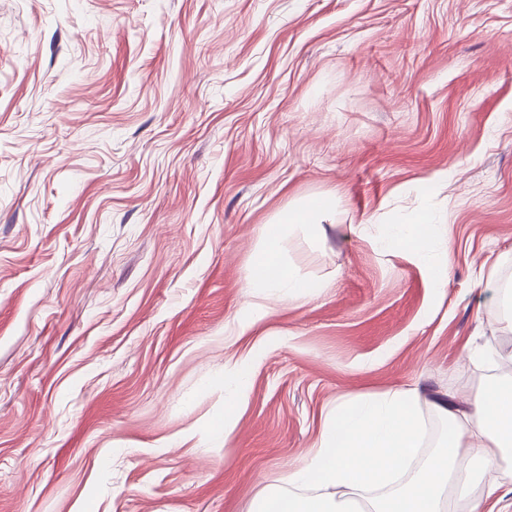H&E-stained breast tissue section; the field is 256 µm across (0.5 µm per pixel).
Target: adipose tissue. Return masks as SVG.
Masks as SVG:
<instances>
[{
  "label": "adipose tissue",
  "instance_id": "adipose-tissue-1",
  "mask_svg": "<svg viewBox=\"0 0 512 512\" xmlns=\"http://www.w3.org/2000/svg\"><path fill=\"white\" fill-rule=\"evenodd\" d=\"M332 208L330 198H314L264 226L248 275L255 295L303 297L315 291V283L280 263L282 232L295 224L321 223ZM432 222L429 212H420L408 231L386 233L384 241L412 248L442 277L448 254L434 252ZM248 373L244 361L224 370V421L211 430L216 443L228 440L235 410L248 398ZM421 399L418 387L402 386L338 405L324 425L312 464L285 471L283 490L263 497L254 512H360L351 493L363 488L384 491L371 502L374 512H446L469 451L483 463L485 500L502 502L498 470L505 449L512 447V377L486 388L472 409L438 403L437 411L449 423L448 434L433 457L406 481L402 474L422 439Z\"/></svg>",
  "mask_w": 512,
  "mask_h": 512
}]
</instances>
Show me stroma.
Listing matches in <instances>:
<instances>
[{
  "label": "stroma",
  "mask_w": 512,
  "mask_h": 512,
  "mask_svg": "<svg viewBox=\"0 0 512 512\" xmlns=\"http://www.w3.org/2000/svg\"><path fill=\"white\" fill-rule=\"evenodd\" d=\"M511 284L512 0H0V512H252L342 401L472 407ZM333 202L328 197L309 199L302 208L286 212L273 224H266L253 253L249 269L248 286L257 296L275 293L288 297H303L313 293L319 284L300 279L279 261L282 232L295 224H321L330 214ZM430 224H434L431 214L427 211L418 213L406 232H387L383 242L388 246L406 245L416 251L421 257L427 259L431 267L437 272L442 279L448 268V253L442 251L440 253H432L433 237L430 233ZM248 373L249 366L244 361L231 367L224 366V423L214 426L210 431L212 439L218 444L225 445L233 430L235 410L248 398Z\"/></svg>",
  "instance_id": "stroma-1"
}]
</instances>
